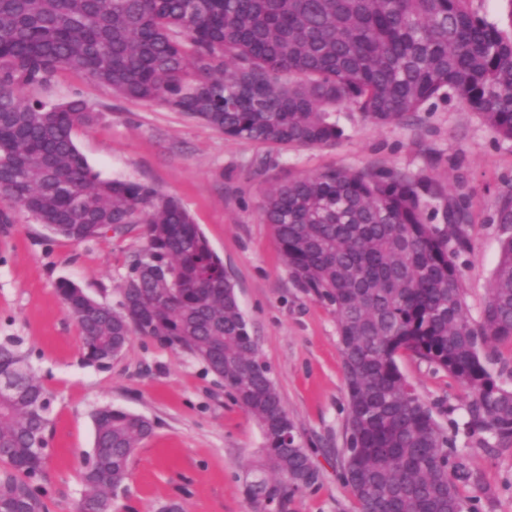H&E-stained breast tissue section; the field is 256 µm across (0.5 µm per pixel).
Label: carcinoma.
I'll list each match as a JSON object with an SVG mask.
<instances>
[{
	"label": "carcinoma",
	"instance_id": "obj_1",
	"mask_svg": "<svg viewBox=\"0 0 512 512\" xmlns=\"http://www.w3.org/2000/svg\"><path fill=\"white\" fill-rule=\"evenodd\" d=\"M505 26L477 0H0V223L22 212L74 242L139 229L118 308L64 282L85 361L100 368L132 336L203 365L259 426L246 483L251 512H288L318 480L224 261L175 196L103 179L74 132L99 113L86 100L24 98L61 70L117 98L158 101L246 142L330 146L336 113L384 125L456 94L512 140V0ZM429 178L327 168L264 189L259 210L294 280L332 308L347 393L342 478L359 512H478L479 482L414 392L397 356L445 371L467 391L466 434L512 443V389L482 349L512 342V191L496 206L500 255L480 318L464 298V199L442 224ZM76 512H112L131 456L152 435L144 415L105 407ZM51 396L20 351L0 345V512H45Z\"/></svg>",
	"mask_w": 512,
	"mask_h": 512
}]
</instances>
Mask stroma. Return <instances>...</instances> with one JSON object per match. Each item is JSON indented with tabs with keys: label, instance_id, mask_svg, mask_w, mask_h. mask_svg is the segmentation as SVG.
Here are the masks:
<instances>
[{
	"label": "stroma",
	"instance_id": "stroma-1",
	"mask_svg": "<svg viewBox=\"0 0 512 512\" xmlns=\"http://www.w3.org/2000/svg\"><path fill=\"white\" fill-rule=\"evenodd\" d=\"M24 96L54 104L81 97L100 118L78 128L75 142L101 177L149 183L179 197L223 258L262 358L285 409L318 469L316 485L295 496L289 512H357L341 478L346 389L336 317L291 277L258 203L271 183L327 167L394 170L427 177L466 197L470 247L461 258L465 301L479 316L500 252L499 195L512 189V141L498 138L456 95L425 104L401 123L375 125L340 112L344 134L333 146L276 148L224 137L159 102H131L62 70L48 87ZM145 245L139 232L73 242L24 214L0 223V344L16 337L52 394L47 512H74L83 458L93 445L94 413L105 406L155 423L130 461L114 512H157L176 501L184 512H247L245 485L262 445L256 423L200 363L133 337L107 369L85 364L76 319L62 303L68 280L117 306L130 256ZM398 365L440 424L464 422L466 392L446 372L406 355ZM457 448L480 476L479 512H512V447L483 448L459 438Z\"/></svg>",
	"mask_w": 512,
	"mask_h": 512
}]
</instances>
